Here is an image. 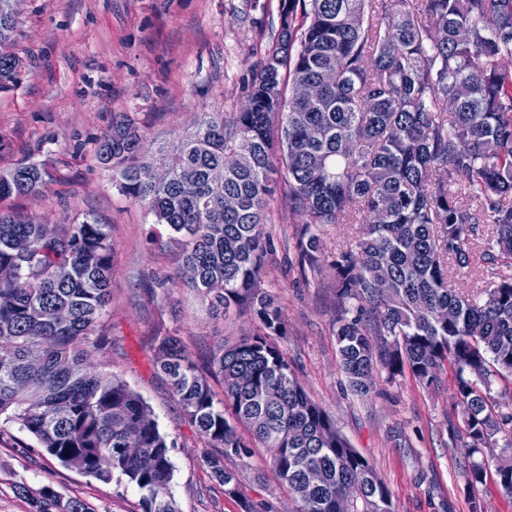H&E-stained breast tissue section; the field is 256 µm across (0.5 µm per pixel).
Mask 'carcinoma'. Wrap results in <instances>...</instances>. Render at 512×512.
Segmentation results:
<instances>
[{"label":"carcinoma","instance_id":"obj_1","mask_svg":"<svg viewBox=\"0 0 512 512\" xmlns=\"http://www.w3.org/2000/svg\"><path fill=\"white\" fill-rule=\"evenodd\" d=\"M253 72L248 103L232 118L203 112L169 155L122 120L96 151L112 183L143 206L182 252L177 278L215 316L242 307L253 332L211 354L214 390L175 333L154 338L155 364L185 420L217 452L204 458L224 494L238 475L224 461L266 449L298 512H393L376 469L307 393L276 343L286 323L264 287L276 193L305 221L296 248L321 267L320 228L362 223L336 249L339 367L350 390H374L375 373L410 371L425 386L446 367L461 421L470 512L493 481L512 503V411L492 395L512 383V0H292ZM15 22L0 0V41ZM19 60L0 52V89ZM321 86L313 99L285 87ZM44 184L34 163L0 172V201ZM239 205L224 209V198ZM464 197L468 204L459 202ZM484 250L491 279L479 296L448 286V264L469 267ZM111 225L87 213L46 224L0 209V432L33 435L65 466L102 482H126L141 512H180L162 496L173 480L170 448L143 399L88 357L112 354ZM356 302L347 317V304ZM507 444L494 465L477 458ZM312 469L322 472L313 486ZM32 512H93L52 488Z\"/></svg>","mask_w":512,"mask_h":512}]
</instances>
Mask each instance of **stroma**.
I'll use <instances>...</instances> for the list:
<instances>
[{
  "instance_id": "stroma-1",
  "label": "stroma",
  "mask_w": 512,
  "mask_h": 512,
  "mask_svg": "<svg viewBox=\"0 0 512 512\" xmlns=\"http://www.w3.org/2000/svg\"><path fill=\"white\" fill-rule=\"evenodd\" d=\"M284 0H21L17 23L1 46L22 61L15 85L0 89V171L23 162L42 165L50 181L41 193L7 200L18 212L66 224L87 212L111 226L112 366L149 406L160 431L175 443L170 495L181 512H297L257 450L230 462L239 478L226 496L203 459L207 442L185 420L167 377L154 368V337L181 336L199 368L220 343L255 327L249 311L210 316L175 276L177 250H159L143 207L120 195L112 172L95 157L113 120L130 119L151 150L173 149L203 112L239 111ZM303 216L280 204L270 228L272 250L265 286L282 308L287 334L280 346L310 396L335 419L350 444L376 468L391 491L395 512H469L461 463L452 374L425 387L412 374L375 376L368 398L352 394L338 367L334 332L339 313L335 274L311 272L296 250ZM25 486L28 496L18 495ZM87 502L94 512H138L137 489L104 483L50 459L29 433L0 434V512H30L29 497L44 487Z\"/></svg>"
}]
</instances>
